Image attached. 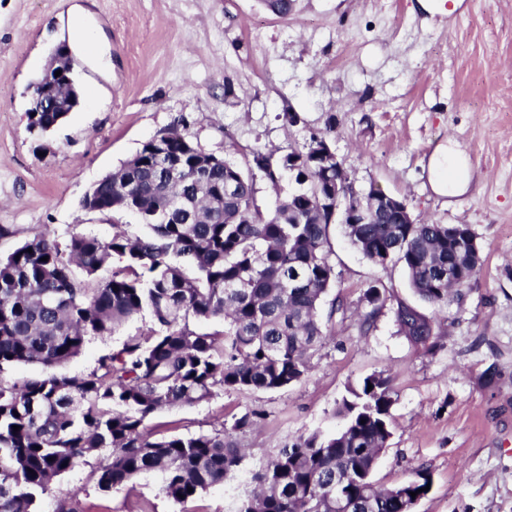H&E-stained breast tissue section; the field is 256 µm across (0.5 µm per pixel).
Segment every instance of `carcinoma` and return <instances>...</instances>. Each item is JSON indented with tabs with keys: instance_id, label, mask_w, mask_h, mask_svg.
<instances>
[{
	"instance_id": "1",
	"label": "carcinoma",
	"mask_w": 512,
	"mask_h": 512,
	"mask_svg": "<svg viewBox=\"0 0 512 512\" xmlns=\"http://www.w3.org/2000/svg\"><path fill=\"white\" fill-rule=\"evenodd\" d=\"M64 116L46 111L32 92L29 132L44 134ZM319 138L329 134L312 136L297 165L289 153L257 149L243 168L173 129L144 143L81 200L89 212L135 214L143 234L61 239L47 231L0 259V372L15 364L46 372L23 383L0 378V512H34L55 479L89 455L99 458L102 491L160 471L163 492L178 501L232 477L244 458L234 433L252 426L251 414L211 434L160 439L145 420L204 401L216 388L278 391L309 371L332 321L321 309L336 282L330 216L318 203L326 183L312 153ZM286 173L295 189L274 211L262 209L256 179L276 187ZM345 232L371 262L402 263L414 293L434 306L448 305L481 265L468 224H396L379 214ZM385 301L377 286L365 289L361 329ZM145 311L154 327L96 369L56 372L90 338L110 336ZM191 317L220 320L224 329L199 333ZM396 321L415 345L434 347L433 318L400 305ZM393 403L387 378L365 377L338 408L342 429L301 437L260 462L236 512H338L336 495L324 491L336 477L354 512H410L427 495L426 470L390 488L373 480L392 437Z\"/></svg>"
}]
</instances>
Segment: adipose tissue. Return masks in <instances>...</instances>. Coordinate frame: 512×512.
Segmentation results:
<instances>
[{
  "label": "adipose tissue",
  "instance_id": "obj_1",
  "mask_svg": "<svg viewBox=\"0 0 512 512\" xmlns=\"http://www.w3.org/2000/svg\"><path fill=\"white\" fill-rule=\"evenodd\" d=\"M426 171L429 188L438 197H457L472 187L474 172L470 158L456 139L442 140L434 147Z\"/></svg>",
  "mask_w": 512,
  "mask_h": 512
}]
</instances>
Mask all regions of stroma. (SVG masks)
Returning a JSON list of instances; mask_svg holds the SVG:
<instances>
[{
  "label": "stroma",
  "mask_w": 512,
  "mask_h": 512,
  "mask_svg": "<svg viewBox=\"0 0 512 512\" xmlns=\"http://www.w3.org/2000/svg\"><path fill=\"white\" fill-rule=\"evenodd\" d=\"M415 0H295L281 17L262 0H0V257L44 230L110 239L130 213L81 208L87 191L148 140L186 128L209 153L246 165L256 149L285 154L312 133H330L354 187L404 201L413 217L470 225L481 266L459 300L440 309L411 289L401 263L377 265L342 225L329 227L334 293L352 309L334 316L333 340L298 383L275 392L222 391L161 410L154 436L209 434L256 410L259 430L238 434L248 454L233 478L183 502L159 472L100 491L98 460L54 482L36 512H235L260 461L296 437L335 433L348 388L391 378L393 435L374 472L389 488L427 469L432 487L413 512H512V0H464L466 10L429 24ZM98 41L101 61L78 55L81 103L48 133L27 130L31 84L76 30ZM293 112L295 124L283 122ZM456 138L476 173L474 188L444 200L424 167L437 143ZM371 285L387 297L368 332L356 307ZM442 322L430 353L398 332L399 303ZM149 314L112 336L90 339L63 364L92 371Z\"/></svg>",
  "instance_id": "35a3bbf8"
}]
</instances>
